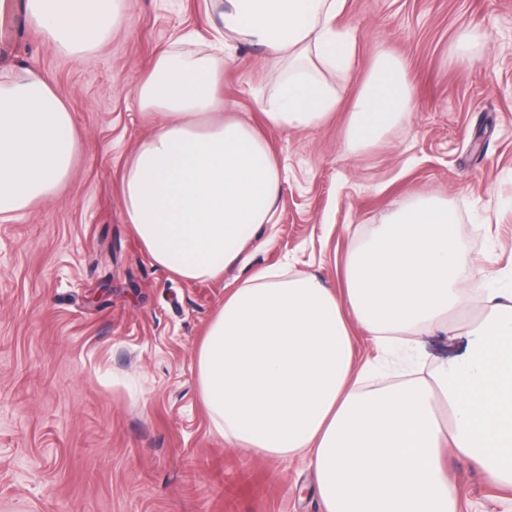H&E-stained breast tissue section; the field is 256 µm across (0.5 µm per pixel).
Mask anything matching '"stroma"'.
<instances>
[{"mask_svg": "<svg viewBox=\"0 0 512 512\" xmlns=\"http://www.w3.org/2000/svg\"><path fill=\"white\" fill-rule=\"evenodd\" d=\"M217 0H126L111 36L81 58L60 53L11 0L21 29L0 71L46 74L78 134L67 184L0 223V512H320L307 462L233 447L201 399L194 354L231 288L288 266L343 285V258L391 204L452 201L467 269L453 337H424L429 359L461 357L481 289L512 271V0H346L356 37L341 105L311 130L269 127L260 99L279 72L233 46L227 111L246 113L279 162L283 190L249 267L183 281L154 265L124 214L120 184L153 130L139 78L176 37L200 50ZM473 62L451 56L461 29ZM404 60L413 102L375 147L344 146L349 107L379 51ZM458 512H512V489L467 460H448Z\"/></svg>", "mask_w": 512, "mask_h": 512, "instance_id": "35a3bbf8", "label": "stroma"}]
</instances>
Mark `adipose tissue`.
Listing matches in <instances>:
<instances>
[{
    "instance_id": "obj_1",
    "label": "adipose tissue",
    "mask_w": 512,
    "mask_h": 512,
    "mask_svg": "<svg viewBox=\"0 0 512 512\" xmlns=\"http://www.w3.org/2000/svg\"><path fill=\"white\" fill-rule=\"evenodd\" d=\"M217 32L285 64L261 101L268 125L313 129L340 100L328 76L348 73L352 35L337 20L346 0H220ZM125 0H27L57 49L78 56L103 42ZM227 56L161 50L136 87L157 124L129 158L122 206L152 262L184 281L218 280L242 262L280 196L268 141L220 92ZM411 86L403 62L380 52L350 104L345 147L376 145L404 118ZM72 112L50 79L0 76V222L52 199L77 154ZM448 200L394 205L344 263V286L266 268L224 299L194 362L201 398L233 446L303 458L321 512H457L445 465L473 462L512 487V286L484 294L466 355L427 376L364 390L353 328L391 355L417 354L464 307L467 279Z\"/></svg>"
}]
</instances>
